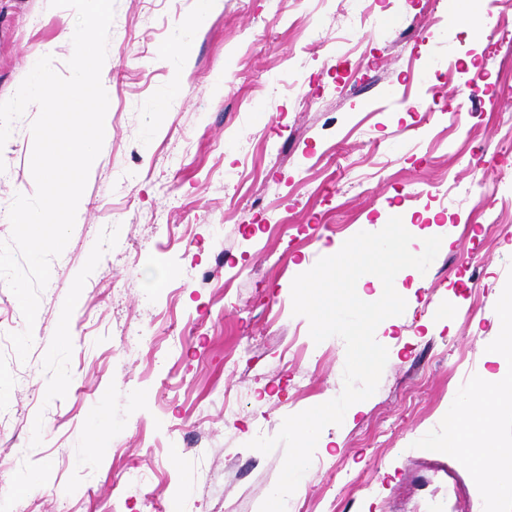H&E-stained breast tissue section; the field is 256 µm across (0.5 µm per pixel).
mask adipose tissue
Instances as JSON below:
<instances>
[{"label": "adipose tissue", "instance_id": "obj_1", "mask_svg": "<svg viewBox=\"0 0 512 512\" xmlns=\"http://www.w3.org/2000/svg\"><path fill=\"white\" fill-rule=\"evenodd\" d=\"M491 406V394L486 387L474 386L448 409V436L444 451L453 452L475 467L486 466L497 448L488 431L482 430Z\"/></svg>", "mask_w": 512, "mask_h": 512}]
</instances>
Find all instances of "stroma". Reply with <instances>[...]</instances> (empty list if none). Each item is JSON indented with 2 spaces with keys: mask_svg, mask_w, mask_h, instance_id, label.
Returning a JSON list of instances; mask_svg holds the SVG:
<instances>
[{
  "mask_svg": "<svg viewBox=\"0 0 512 512\" xmlns=\"http://www.w3.org/2000/svg\"><path fill=\"white\" fill-rule=\"evenodd\" d=\"M388 0H115L102 68L105 137L75 226L25 320L0 280V512H259L283 448L250 449L285 417L341 394L346 347L314 342L293 279L361 231L401 217L426 272L376 331L388 360L288 499V512H449L480 482L441 452L449 406L512 373L494 360L512 285V184L483 200L476 172L512 165V46L484 55L448 0H398L387 37L348 23ZM196 17L193 29L184 21ZM73 9L0 0V101L39 58L68 75ZM179 97H171L172 87ZM29 106L0 149V240L34 195ZM70 316L68 336L59 322ZM101 423H94L96 413ZM134 468L142 478L125 482Z\"/></svg>",
  "mask_w": 512,
  "mask_h": 512,
  "instance_id": "obj_1",
  "label": "stroma"
}]
</instances>
